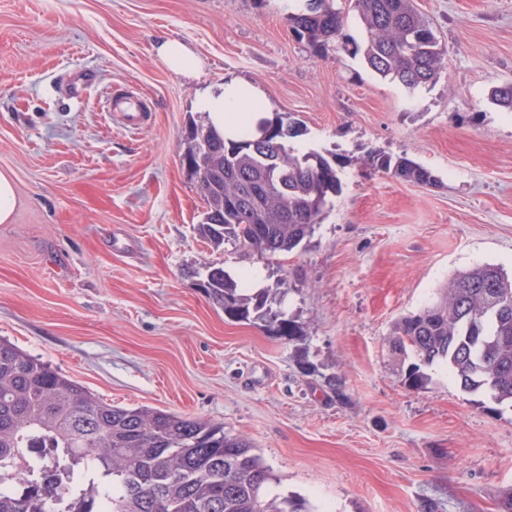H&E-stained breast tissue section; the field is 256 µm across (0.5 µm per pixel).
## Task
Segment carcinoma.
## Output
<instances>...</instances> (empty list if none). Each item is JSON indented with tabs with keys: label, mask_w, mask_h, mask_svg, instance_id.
Returning <instances> with one entry per match:
<instances>
[{
	"label": "carcinoma",
	"mask_w": 512,
	"mask_h": 512,
	"mask_svg": "<svg viewBox=\"0 0 512 512\" xmlns=\"http://www.w3.org/2000/svg\"><path fill=\"white\" fill-rule=\"evenodd\" d=\"M361 29L356 41L349 20ZM289 29L321 56L362 54L377 75L408 92L434 83L446 49L412 0H306L286 15ZM490 103L512 112V81L491 90ZM269 130L255 145L256 131ZM297 125L282 118L224 137L212 124L190 123L188 174L206 210L201 237L216 247L232 243L271 257L296 249L322 223L341 192L336 156L299 153L288 144ZM374 172L433 185L430 171L411 158L369 152ZM206 292L230 319L261 310L269 290L253 296L222 267H211ZM392 350L411 351L419 363L405 374L409 386L429 381L421 366L442 364L466 392L483 391L512 403V275L486 264L458 272L416 312L398 319ZM51 449L46 465L71 494L84 487L96 512H304V503L268 494L271 468L242 436L224 425L150 407L106 403L49 364L0 338V512H56L59 498L15 493L5 483L33 470L29 452Z\"/></svg>",
	"instance_id": "cac0c4a2"
}]
</instances>
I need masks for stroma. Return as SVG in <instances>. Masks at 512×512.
<instances>
[{
  "instance_id": "1",
  "label": "stroma",
  "mask_w": 512,
  "mask_h": 512,
  "mask_svg": "<svg viewBox=\"0 0 512 512\" xmlns=\"http://www.w3.org/2000/svg\"><path fill=\"white\" fill-rule=\"evenodd\" d=\"M448 50L407 93L344 51L320 56L288 29L286 0H0V337L99 399L223 424L311 512H503L512 406L463 391L391 350L394 322L458 271L512 269V0H415ZM200 61L172 72L158 40ZM250 83L294 143L336 154L342 192L296 251L213 248L180 164L199 98ZM122 93L151 115L132 129ZM405 155L438 186L364 172ZM210 265L256 271L267 305L298 325L228 319ZM15 205V189L12 180L0 173V223L10 222Z\"/></svg>"
}]
</instances>
